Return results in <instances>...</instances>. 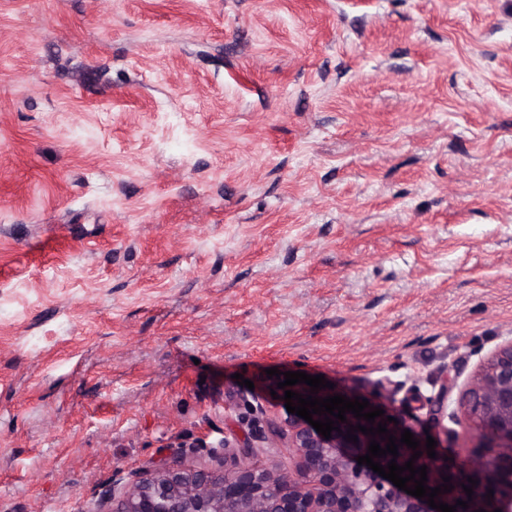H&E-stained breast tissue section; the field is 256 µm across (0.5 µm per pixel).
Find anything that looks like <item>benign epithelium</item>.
Returning <instances> with one entry per match:
<instances>
[{
    "label": "benign epithelium",
    "instance_id": "obj_1",
    "mask_svg": "<svg viewBox=\"0 0 512 512\" xmlns=\"http://www.w3.org/2000/svg\"><path fill=\"white\" fill-rule=\"evenodd\" d=\"M448 387H443L430 416L465 422L476 435L471 455L454 461L429 460L426 439L420 435L422 455L414 467L427 466L426 485L454 486L434 501L456 506V512H512V340L499 345L469 377L456 409L445 411ZM397 417L386 410L370 424L346 414V422L326 439L296 414L284 413L272 423L269 440L284 444L288 462L260 466L253 461L256 449L236 438L224 439V461L213 467L160 464L147 472H131L112 481L100 496L94 512H438L396 487L356 458L367 454L370 440L386 447L381 437L354 432L349 426L368 428L387 424L389 433L401 438L406 426L387 421ZM431 464H425V461ZM477 481L471 486L468 479ZM473 487L467 496L463 487ZM493 497H487V493ZM467 502L468 508L456 505Z\"/></svg>",
    "mask_w": 512,
    "mask_h": 512
}]
</instances>
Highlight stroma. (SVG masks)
<instances>
[{"label": "stroma", "instance_id": "obj_1", "mask_svg": "<svg viewBox=\"0 0 512 512\" xmlns=\"http://www.w3.org/2000/svg\"><path fill=\"white\" fill-rule=\"evenodd\" d=\"M512 339V0H0V512L267 442L270 368L431 425Z\"/></svg>", "mask_w": 512, "mask_h": 512}]
</instances>
